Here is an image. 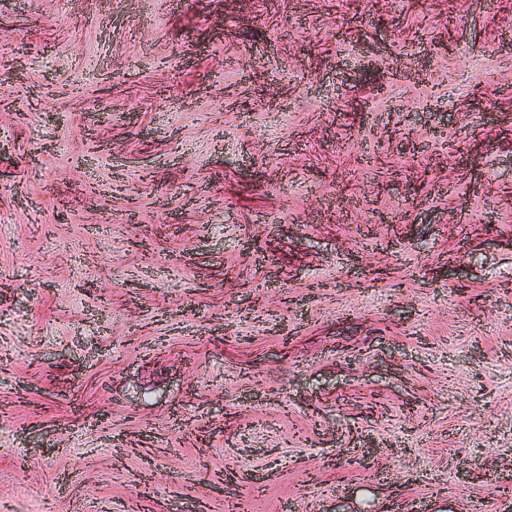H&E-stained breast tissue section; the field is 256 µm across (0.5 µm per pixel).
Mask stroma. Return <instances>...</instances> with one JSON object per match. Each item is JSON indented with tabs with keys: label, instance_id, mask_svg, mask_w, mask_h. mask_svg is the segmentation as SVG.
Here are the masks:
<instances>
[{
	"label": "stroma",
	"instance_id": "stroma-1",
	"mask_svg": "<svg viewBox=\"0 0 512 512\" xmlns=\"http://www.w3.org/2000/svg\"><path fill=\"white\" fill-rule=\"evenodd\" d=\"M512 512V0H0V512Z\"/></svg>",
	"mask_w": 512,
	"mask_h": 512
}]
</instances>
